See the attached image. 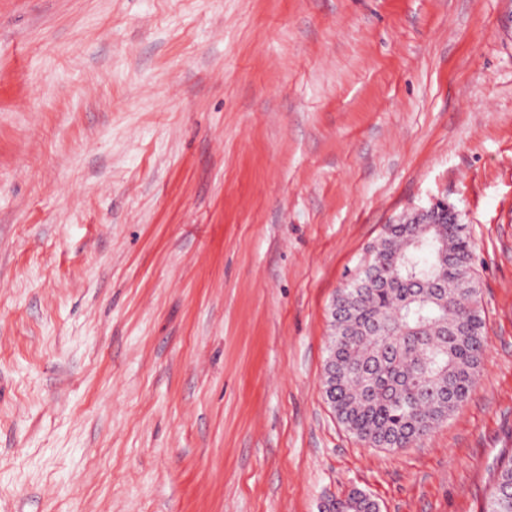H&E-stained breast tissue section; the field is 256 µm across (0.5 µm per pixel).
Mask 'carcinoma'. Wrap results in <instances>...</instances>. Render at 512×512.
Wrapping results in <instances>:
<instances>
[{
  "label": "carcinoma",
  "instance_id": "cac0c4a2",
  "mask_svg": "<svg viewBox=\"0 0 512 512\" xmlns=\"http://www.w3.org/2000/svg\"><path fill=\"white\" fill-rule=\"evenodd\" d=\"M434 228L388 224L370 266L336 292L324 363L338 421L371 447L426 438L469 397L485 353L473 242L444 213ZM355 491L326 512H366ZM482 512H512V456L500 462Z\"/></svg>",
  "mask_w": 512,
  "mask_h": 512
}]
</instances>
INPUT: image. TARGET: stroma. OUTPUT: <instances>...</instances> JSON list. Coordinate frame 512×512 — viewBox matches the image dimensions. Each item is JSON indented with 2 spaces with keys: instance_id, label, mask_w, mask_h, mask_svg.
<instances>
[{
  "instance_id": "obj_1",
  "label": "stroma",
  "mask_w": 512,
  "mask_h": 512,
  "mask_svg": "<svg viewBox=\"0 0 512 512\" xmlns=\"http://www.w3.org/2000/svg\"><path fill=\"white\" fill-rule=\"evenodd\" d=\"M466 224L424 440L321 387L385 225ZM512 455V0H0V512H481Z\"/></svg>"
}]
</instances>
